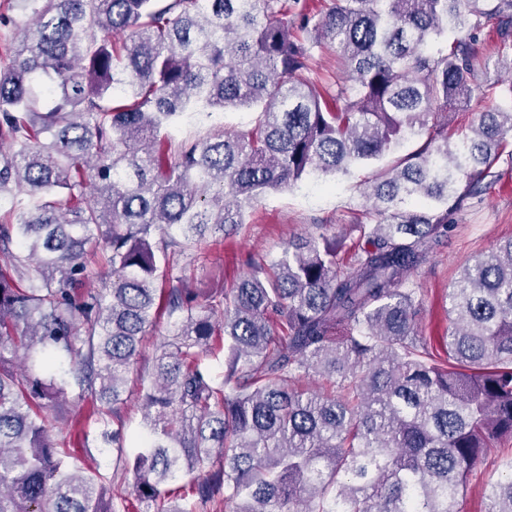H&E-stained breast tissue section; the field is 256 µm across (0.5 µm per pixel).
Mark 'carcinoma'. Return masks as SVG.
<instances>
[{
	"label": "carcinoma",
	"mask_w": 512,
	"mask_h": 512,
	"mask_svg": "<svg viewBox=\"0 0 512 512\" xmlns=\"http://www.w3.org/2000/svg\"><path fill=\"white\" fill-rule=\"evenodd\" d=\"M18 3L35 31L0 73V194L27 199L0 221V512H459L479 464L512 472V237L448 288L441 354L407 287L503 175L512 79L473 31L512 49V0H331L316 19L305 0ZM324 47L338 74L321 86ZM477 89L493 104L453 140ZM228 108L251 127L166 140ZM357 166L374 171L349 262L306 235L229 290L187 288L185 258L266 195ZM96 238L111 279L93 289ZM162 316L138 448L102 434L127 480L109 498L41 411L75 388L120 420ZM484 497L512 512V476ZM476 47L484 56L490 57V69H496L497 65L504 58L511 60V51L498 54L499 39L497 32L491 26L480 27L474 31ZM336 54L330 49L316 51L315 64L310 77L319 84L330 83L334 79L332 74L334 71V57Z\"/></svg>",
	"instance_id": "carcinoma-1"
}]
</instances>
